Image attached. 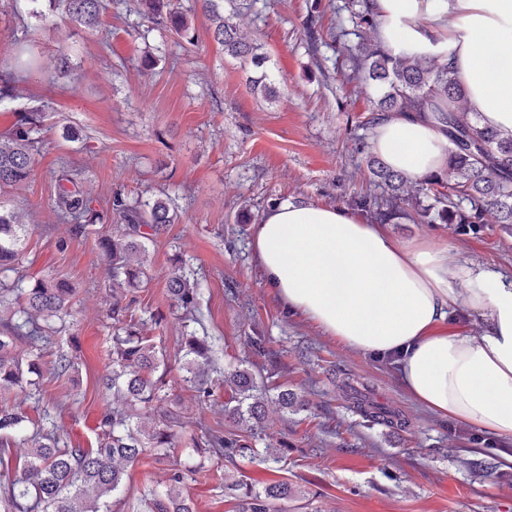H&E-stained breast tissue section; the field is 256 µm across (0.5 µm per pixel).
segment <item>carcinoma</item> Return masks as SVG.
I'll use <instances>...</instances> for the list:
<instances>
[{
	"label": "carcinoma",
	"mask_w": 512,
	"mask_h": 512,
	"mask_svg": "<svg viewBox=\"0 0 512 512\" xmlns=\"http://www.w3.org/2000/svg\"><path fill=\"white\" fill-rule=\"evenodd\" d=\"M54 17L38 8L32 14L53 24H75L90 31L101 26L102 0H49ZM141 14L187 43L194 42L190 24L174 0H140ZM214 37L224 46V54L256 68L264 67L266 55L260 46L240 33L239 27L224 19L217 0H206ZM377 22L370 0H344L338 8L332 41L340 48L348 63L351 82L376 85L384 89L374 102L373 116L395 111L424 112L431 109L435 118L448 124V168L419 182L391 172L374 156L368 166L382 188L353 201L369 213L378 224H392L408 218L415 224H448L456 233H479L496 224L512 234V137L482 126L463 106L464 92L446 64L424 62L404 52L394 55L372 37ZM55 75L72 70L70 54L61 47L44 64ZM42 109L36 108L0 134V188L28 182L39 152ZM94 198L78 187L73 174L65 169L56 176L54 211L66 224L71 235H84L94 224H115L117 231L99 238V246L110 262L112 286L139 288L148 279L146 267L137 260L164 226L177 220L170 204L157 198L146 201L122 192L113 194L110 209L99 212ZM28 225L0 204V311L9 317L0 319V388L40 387L41 368L17 354L16 342L33 348L49 342L47 330L68 312L74 288L66 279L51 276L37 278L23 288L25 275L20 273ZM17 274L13 283L6 282L8 273ZM171 307L185 312L197 309L200 291L174 259L166 282ZM130 304L124 294L112 292V370L105 380L112 391L115 406L103 414L95 427V443L87 448H66L55 432L42 422L32 423L34 446L23 462L24 477L11 484L4 498L5 506L19 512H112L111 501H120L125 468L134 466L146 455L168 458L183 446L186 461L174 460L166 478V490L144 498V512H196L188 481L208 471L206 463L227 462L258 456L255 445L266 420L264 380L244 367L224 374V388L231 393L224 404V415L231 425L224 428L198 426L187 440H182V412L166 409L154 415L150 426L139 423L141 416L157 409L169 397L168 376L172 365L167 354L153 337L142 331L135 318L129 316ZM178 360L179 380L184 390L194 393L201 404L213 402L214 384L212 347L204 336L190 333L181 337ZM277 402L281 408H303L304 396L288 388L278 387ZM366 417L383 423H394L399 414L391 409L362 399L355 401ZM28 417L8 406H0V445L11 443L12 436L27 429ZM261 462L275 473L257 489L236 482L229 485L237 500V512H282L280 503L296 497V490L286 479L276 475L270 463L274 456Z\"/></svg>",
	"instance_id": "1"
}]
</instances>
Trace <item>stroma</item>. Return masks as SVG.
Masks as SVG:
<instances>
[{
  "mask_svg": "<svg viewBox=\"0 0 512 512\" xmlns=\"http://www.w3.org/2000/svg\"><path fill=\"white\" fill-rule=\"evenodd\" d=\"M180 3L190 44L144 18L137 0H103L105 24L94 33L43 24L30 0H0V69L14 68L21 49L45 60L62 47L72 55L70 76L20 71L15 97L0 102V131L18 114L46 108L34 174L0 190V201L29 226L27 278L51 274L75 289L61 331L42 350L48 359L67 354L73 368L38 392L0 388V406L47 419L64 442L83 448L112 407L102 385L110 366L112 278L98 245L112 227L76 239L57 220L55 176L65 167L96 208L121 191L168 197L178 215L147 244L148 287L129 293L146 334L171 355L183 333L208 337L217 372L242 364L305 396L307 408L296 412L268 404L256 443L278 456L298 491L285 512H512V441L433 417L399 386L392 362L348 350L287 316L253 257L254 226L274 203L346 206L377 191L363 144L370 99L347 82L345 61L332 47L342 0H220L225 18L262 44L266 72L280 91L272 103L252 91L261 72L225 56L215 41L204 0ZM309 20L318 41L304 32ZM146 55L156 65L142 73L135 64ZM242 213L250 223H237ZM391 231L401 239H446L512 277V236L497 226L460 235L444 224L401 219ZM176 257L201 289L191 321L171 311L166 295ZM156 313L164 316L158 327L149 321ZM355 391L398 411L401 424L365 418L350 400ZM168 469L152 458L129 468L119 512H141ZM266 477L263 463L245 459L189 491L197 512H235L225 483Z\"/></svg>",
  "mask_w": 512,
  "mask_h": 512,
  "instance_id": "obj_1",
  "label": "stroma"
}]
</instances>
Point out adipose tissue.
Instances as JSON below:
<instances>
[{"label":"adipose tissue","instance_id":"adipose-tissue-1","mask_svg":"<svg viewBox=\"0 0 512 512\" xmlns=\"http://www.w3.org/2000/svg\"><path fill=\"white\" fill-rule=\"evenodd\" d=\"M393 52L449 64L481 125L512 134V0H373ZM369 153L413 180L448 166L443 125L379 116ZM254 258L284 311L346 348L395 357L403 390L432 416L512 438V279L430 236L395 237L345 206L285 200L254 227ZM481 321L465 331L459 317Z\"/></svg>","mask_w":512,"mask_h":512}]
</instances>
